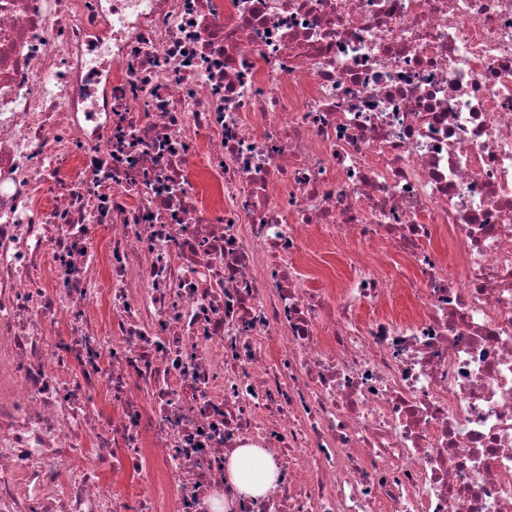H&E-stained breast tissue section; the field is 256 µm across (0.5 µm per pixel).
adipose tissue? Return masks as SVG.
I'll return each mask as SVG.
<instances>
[{
    "mask_svg": "<svg viewBox=\"0 0 512 512\" xmlns=\"http://www.w3.org/2000/svg\"><path fill=\"white\" fill-rule=\"evenodd\" d=\"M226 477L235 493L245 497H263L277 488L281 469L265 449L246 445L228 457Z\"/></svg>",
    "mask_w": 512,
    "mask_h": 512,
    "instance_id": "1",
    "label": "adipose tissue"
}]
</instances>
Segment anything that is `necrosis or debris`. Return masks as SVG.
<instances>
[{"mask_svg": "<svg viewBox=\"0 0 512 512\" xmlns=\"http://www.w3.org/2000/svg\"><path fill=\"white\" fill-rule=\"evenodd\" d=\"M248 442L234 512H512V0H0V512ZM301 262L309 265L315 274V287L333 288L338 281L348 276L344 259L336 253L332 242L317 230L313 233ZM226 477L235 494L263 497L278 487L280 465L264 448L246 445L236 448L228 457Z\"/></svg>", "mask_w": 512, "mask_h": 512, "instance_id": "1", "label": "necrosis or debris"}]
</instances>
